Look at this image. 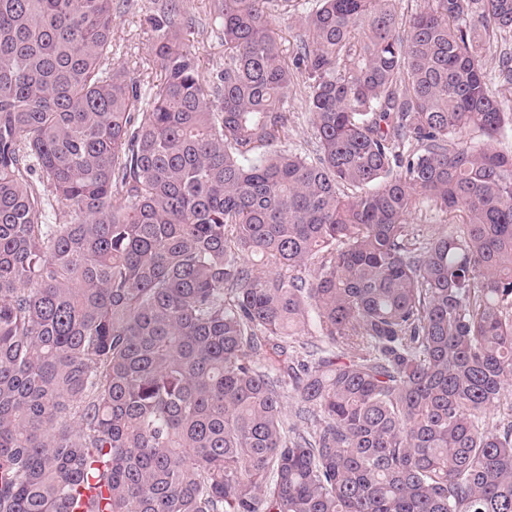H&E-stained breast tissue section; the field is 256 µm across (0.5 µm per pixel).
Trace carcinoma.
Here are the masks:
<instances>
[{"instance_id": "obj_1", "label": "carcinoma", "mask_w": 512, "mask_h": 512, "mask_svg": "<svg viewBox=\"0 0 512 512\" xmlns=\"http://www.w3.org/2000/svg\"><path fill=\"white\" fill-rule=\"evenodd\" d=\"M406 2L0 0V512H512V0ZM155 0H114L112 2V57L135 75L153 40L146 18ZM186 1H188L186 3L189 5L191 12L200 19L201 25L194 35V45L199 71L206 76L224 62V46L215 26L206 16L208 0ZM271 5L272 18L275 19L278 28L281 30L280 34L283 37V46L284 49H287L286 52L289 54V50L291 52L292 46L295 43L294 36L298 31L297 19L303 9L300 5H297L296 10H294V7H291L290 12H288V10H283L281 6H277L276 2H273ZM293 123L288 133V139L282 143V148L292 152L311 153L315 146V138L309 121L305 97L297 96L289 105Z\"/></svg>"}]
</instances>
